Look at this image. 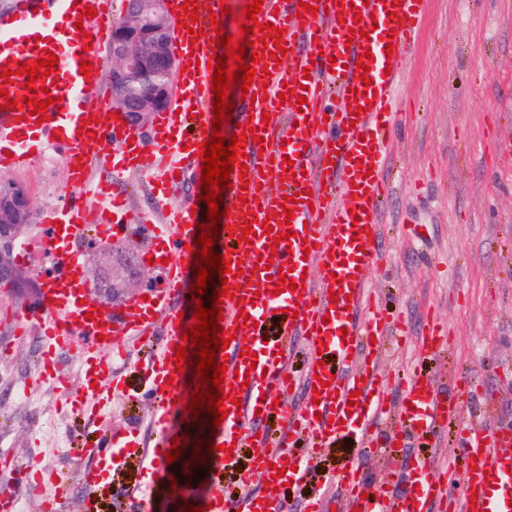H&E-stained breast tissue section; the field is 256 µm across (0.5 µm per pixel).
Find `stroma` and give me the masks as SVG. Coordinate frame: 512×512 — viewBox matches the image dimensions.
<instances>
[{"mask_svg":"<svg viewBox=\"0 0 512 512\" xmlns=\"http://www.w3.org/2000/svg\"><path fill=\"white\" fill-rule=\"evenodd\" d=\"M403 94L418 103L399 126L383 168L396 186L381 215L391 272L370 275L389 314L405 325L404 337L386 342L384 381L396 402L398 378L408 370L433 376L452 396L466 375L482 389L468 401L469 416L512 423V0H430ZM10 180L28 189L38 213L80 194L62 169L51 187L36 165ZM38 294L0 288V452L58 470L64 512H74L87 495L95 512H128L124 493L140 477L138 459H127L88 494L78 471L95 460L73 452L76 440L95 442L107 429L135 431L141 447H149L153 403L140 371L149 351L132 346L126 390L114 399L109 424L69 411L60 392L40 378L32 340L14 335L18 315L32 310ZM430 316L446 327L449 345L425 354L417 338ZM19 384L27 385L29 401L14 397ZM44 408L61 416L58 438L41 431ZM454 432L450 425L434 442L402 439L391 456L337 438L284 497L291 512H306L317 496L331 501L339 492L332 479L351 458L369 482L401 493L420 458L462 467L452 452Z\"/></svg>","mask_w":512,"mask_h":512,"instance_id":"1","label":"stroma"}]
</instances>
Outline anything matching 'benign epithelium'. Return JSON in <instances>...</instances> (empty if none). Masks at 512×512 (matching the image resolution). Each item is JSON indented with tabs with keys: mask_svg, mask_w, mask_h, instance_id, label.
I'll return each mask as SVG.
<instances>
[{
	"mask_svg": "<svg viewBox=\"0 0 512 512\" xmlns=\"http://www.w3.org/2000/svg\"><path fill=\"white\" fill-rule=\"evenodd\" d=\"M172 44L166 0H127L124 20L112 28V101L134 128L169 105L178 66ZM134 81L142 84L136 93L130 91ZM32 212V198L23 185L0 191V279L15 289L24 287V278L14 254ZM145 269L140 262H127L118 272L91 278L86 285L92 300L113 305L131 285H143Z\"/></svg>",
	"mask_w": 512,
	"mask_h": 512,
	"instance_id": "obj_1",
	"label": "benign epithelium"
}]
</instances>
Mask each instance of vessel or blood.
<instances>
[{
  "label": "vessel or blood",
  "instance_id": "b4317fda",
  "mask_svg": "<svg viewBox=\"0 0 512 512\" xmlns=\"http://www.w3.org/2000/svg\"><path fill=\"white\" fill-rule=\"evenodd\" d=\"M171 0L173 38L181 67L170 109L156 113L148 133L117 120L118 109L109 104L98 76L86 77L81 61L93 60L94 49L107 41L114 20L112 0H17L13 12L0 20V72L21 69L54 53L57 74L44 86L55 104L49 119L38 122L27 110H0V172L13 173L31 166L47 151L57 152L66 163L68 179L83 197L67 200L44 214L45 227H59L52 241L58 253L42 290L38 309L24 319L40 327V376L67 389L70 410L85 412L106 408L122 383L120 365L129 358L132 339L155 345L143 362L153 394L156 439L142 449V476L126 496L138 507L148 492L164 484L166 452L175 435L192 426L190 413L179 404L182 394L173 384L176 346L186 330L178 317L177 300L191 293L196 281L193 258L186 243L197 236L190 204L164 206L140 215L154 247L151 260L162 261L163 277L148 299L130 303L126 314H114L106 305L86 303L80 257L72 253L73 237L95 232L111 235L116 226L107 210H121L124 199L111 197L113 180L135 176L158 184L161 194L180 191L188 169L201 165L196 146L212 124L210 65L217 60L212 40L216 35L210 17L220 14L223 0H208L212 12L191 22L184 2ZM429 0H264L258 23L283 29L286 64L273 65L268 51L260 64L271 73H256L249 94L255 95L242 126L254 138L245 142L247 175L232 171V186L223 192L229 208L227 225L237 226L256 215L252 243L226 238L224 251L240 257L230 265L237 289L223 300L221 326L231 341L216 362L227 365L223 403L227 415L219 427L204 424L213 435L209 477L218 480L232 458L246 447L263 448L262 456L237 475L241 490L229 499L214 492L208 512H285L283 484L300 481L306 461L296 470L275 476L271 464L295 441H306L311 454L332 445L346 430L357 431L362 442H377L376 415L393 409L398 431L388 448L400 438L429 434L457 419L458 403L449 401L432 377L418 372L400 379L403 397L390 406L380 369L385 339L392 321L370 289L369 274L385 269L382 250L381 209L390 195L382 176L384 158L397 129L393 110L395 92L411 48L424 27ZM94 17H82L86 8ZM200 32L192 41V32ZM372 53L369 76L372 91H365L357 64ZM358 91V106L347 97ZM288 102H281V95ZM89 126L87 134L78 129ZM292 166H285L284 157ZM109 199V206H90L88 197ZM292 198L291 238L274 240L282 226L274 219L285 198ZM289 270L301 294H273V279ZM282 311L281 339L266 343L251 336L254 325L264 323L271 311ZM302 339L307 369L302 378L291 375L288 339ZM448 343L446 330L428 322L420 347L433 353ZM255 353L248 365L242 350ZM75 352L79 381L71 383L57 357ZM303 400L291 405L293 391ZM277 413L284 432L276 438L258 439L263 415ZM453 452L462 458L464 482L453 470L432 459L419 463L412 486L398 495L371 487L349 465L338 482L341 496L337 512H430L443 504L445 512H512V428L488 420H457ZM134 435L104 436L89 454L94 466L83 469L87 489L100 485L111 471L118 447L136 446ZM0 470L13 474V482L0 485V512H16L23 493L37 494L54 482L55 473L35 463L20 464L1 456ZM269 490H262V483Z\"/></svg>",
  "mask_w": 512,
  "mask_h": 512
}]
</instances>
